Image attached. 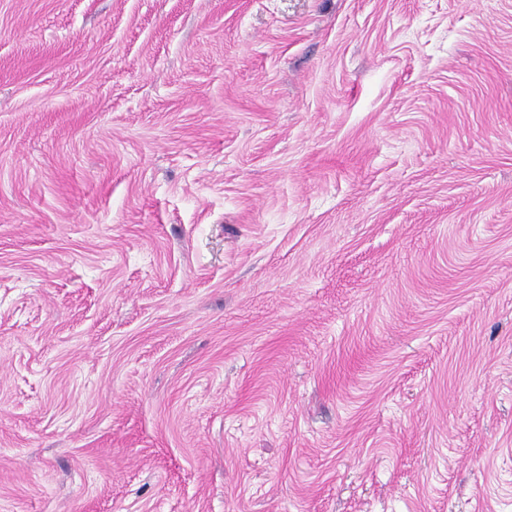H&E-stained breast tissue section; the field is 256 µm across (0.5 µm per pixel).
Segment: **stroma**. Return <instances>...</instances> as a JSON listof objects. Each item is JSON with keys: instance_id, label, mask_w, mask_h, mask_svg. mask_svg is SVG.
I'll use <instances>...</instances> for the list:
<instances>
[{"instance_id": "1", "label": "stroma", "mask_w": 512, "mask_h": 512, "mask_svg": "<svg viewBox=\"0 0 512 512\" xmlns=\"http://www.w3.org/2000/svg\"><path fill=\"white\" fill-rule=\"evenodd\" d=\"M0 512H512V0H0Z\"/></svg>"}]
</instances>
